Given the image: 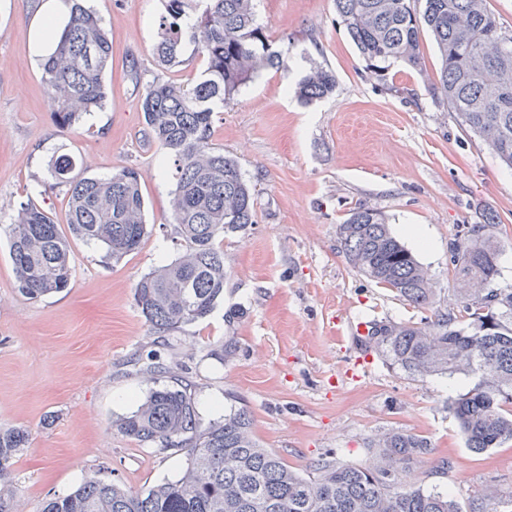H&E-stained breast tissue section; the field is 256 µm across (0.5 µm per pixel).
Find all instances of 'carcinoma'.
I'll return each mask as SVG.
<instances>
[{"label":"carcinoma","mask_w":512,"mask_h":512,"mask_svg":"<svg viewBox=\"0 0 512 512\" xmlns=\"http://www.w3.org/2000/svg\"><path fill=\"white\" fill-rule=\"evenodd\" d=\"M192 0H167L159 19L156 57L181 63L185 42L200 46L202 78L191 87L149 88L142 111L150 137L172 162L174 223L181 252L144 275L134 289L136 306L152 334L205 319L224 297V235L256 223L255 189L238 162L210 146L215 106L263 71L286 67L255 11L254 0H203L185 21ZM350 40L379 78L388 65L422 67L421 33H430L440 68L430 78L433 95L446 100L459 123L477 136L501 165L512 170V30L486 0H336ZM43 65L42 82L57 103L62 128L104 107V75L112 43L101 19L72 0L70 19ZM335 74L312 66L294 93L309 104L331 94ZM76 159L56 156L55 184L66 188L65 223L32 203L9 225L17 290L29 300L62 292L71 280L68 237L105 245L114 258L136 252L147 233L139 174L123 169L102 179L71 177ZM494 217L471 224L448 243L454 276L452 306L435 309L420 324L376 320L357 339L409 376L473 373L479 382L450 406L467 448L481 454L512 440V289L495 287L500 248ZM339 248L362 277L420 308L434 305L428 270L390 231L378 210L354 208L337 225ZM244 409L203 422L192 385L153 388L136 410L120 419L129 439L186 457L179 479L134 493L108 478L87 476L71 492L47 499L40 512H512V494L487 489L463 510L450 491L411 481L410 465L432 454L430 442L404 430L371 441L372 459L351 464L321 458L306 472L288 467L254 438ZM26 429L0 425V512H18L11 472L27 447Z\"/></svg>","instance_id":"cac0c4a2"}]
</instances>
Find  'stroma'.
<instances>
[{"instance_id":"obj_1","label":"stroma","mask_w":512,"mask_h":512,"mask_svg":"<svg viewBox=\"0 0 512 512\" xmlns=\"http://www.w3.org/2000/svg\"><path fill=\"white\" fill-rule=\"evenodd\" d=\"M41 2L0 0V424L30 432L12 466L23 512H39L85 475L135 492L178 477L184 456L115 426L165 384L142 373L150 360L191 382L203 419L246 409L262 447L294 469L327 456L364 463L376 434L405 429L431 442L434 459L453 463L445 474L432 461L417 465L414 482L452 488L463 505L490 484L512 492V440L474 454L448 410L475 377L407 376L362 353L352 332L364 319L418 323L428 315L347 263L336 227L361 205L381 211L429 269L442 308L453 297L450 239L494 212L496 285L512 288V172L433 97L426 80L440 63L430 35L422 37L424 73L397 63L380 82L347 37L335 0H256L287 66L264 71L225 103L211 138L255 186L256 222L224 239L223 300L207 318L159 338L134 288L178 256L180 239L174 180L145 134L141 105L151 85H194L205 59L189 43L179 66L157 62L166 0H83L112 42L108 98L79 126L61 128L29 42ZM314 63L335 72L337 87L305 106L292 88ZM62 153L76 157L79 178L135 169L148 234L118 260L100 244L72 240L69 288L32 301L16 288L7 226L25 200L64 219L68 196L48 169Z\"/></svg>"}]
</instances>
